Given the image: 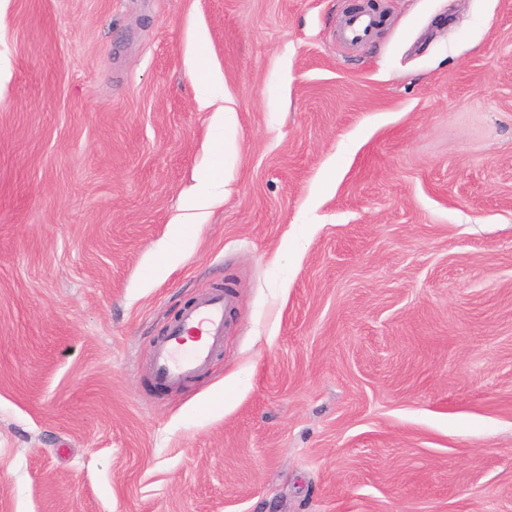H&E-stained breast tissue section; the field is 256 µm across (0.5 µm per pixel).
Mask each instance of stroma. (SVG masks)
Returning <instances> with one entry per match:
<instances>
[{
    "instance_id": "stroma-1",
    "label": "stroma",
    "mask_w": 512,
    "mask_h": 512,
    "mask_svg": "<svg viewBox=\"0 0 512 512\" xmlns=\"http://www.w3.org/2000/svg\"><path fill=\"white\" fill-rule=\"evenodd\" d=\"M350 2L0 0V512H512V0ZM375 20L373 16L361 14L350 18L342 29L345 38L358 41L369 38L372 34ZM199 189L188 202L178 224H201L206 211L219 199H224V174L220 169L203 170L198 175ZM232 295L222 289L198 300L172 323L154 346L152 374L180 388L204 370L224 342V314Z\"/></svg>"
}]
</instances>
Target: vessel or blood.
Returning <instances> with one entry per match:
<instances>
[{"instance_id":"obj_1","label":"vessel or blood","mask_w":512,"mask_h":512,"mask_svg":"<svg viewBox=\"0 0 512 512\" xmlns=\"http://www.w3.org/2000/svg\"><path fill=\"white\" fill-rule=\"evenodd\" d=\"M375 20L361 14L342 29L345 38L358 41L371 36ZM232 300L224 290L198 300L172 323L154 346L152 374L170 388H180L204 370L224 342V314Z\"/></svg>"}]
</instances>
